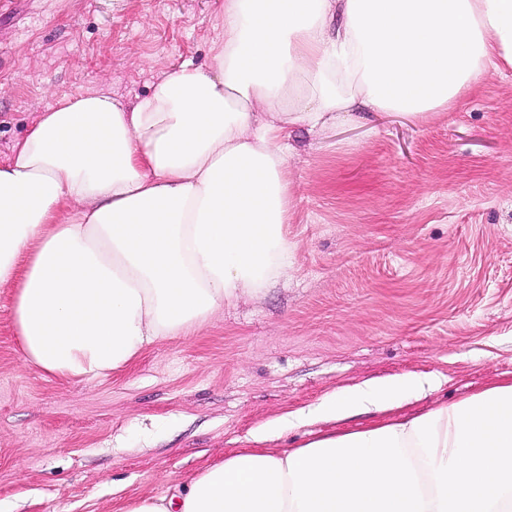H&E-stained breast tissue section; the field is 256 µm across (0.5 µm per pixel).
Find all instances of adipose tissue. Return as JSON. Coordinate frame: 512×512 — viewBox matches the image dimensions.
<instances>
[{
    "mask_svg": "<svg viewBox=\"0 0 512 512\" xmlns=\"http://www.w3.org/2000/svg\"><path fill=\"white\" fill-rule=\"evenodd\" d=\"M213 62L135 102L99 90L30 124L0 161V288L25 365L92 381L287 276L295 128L424 120L512 70V0H224ZM438 382L372 379L266 421L403 405ZM117 512H512V378L426 413L238 452Z\"/></svg>",
    "mask_w": 512,
    "mask_h": 512,
    "instance_id": "adipose-tissue-1",
    "label": "adipose tissue"
}]
</instances>
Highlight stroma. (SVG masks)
Returning a JSON list of instances; mask_svg holds the SVG:
<instances>
[{
	"label": "stroma",
	"mask_w": 512,
	"mask_h": 512,
	"mask_svg": "<svg viewBox=\"0 0 512 512\" xmlns=\"http://www.w3.org/2000/svg\"><path fill=\"white\" fill-rule=\"evenodd\" d=\"M224 0H0V158L36 114L133 101L208 64ZM293 270L196 335L79 381L26 366L0 288V512H114L253 450L261 422L372 377L436 374L416 414L512 377V73L425 120L296 130Z\"/></svg>",
	"instance_id": "1"
}]
</instances>
